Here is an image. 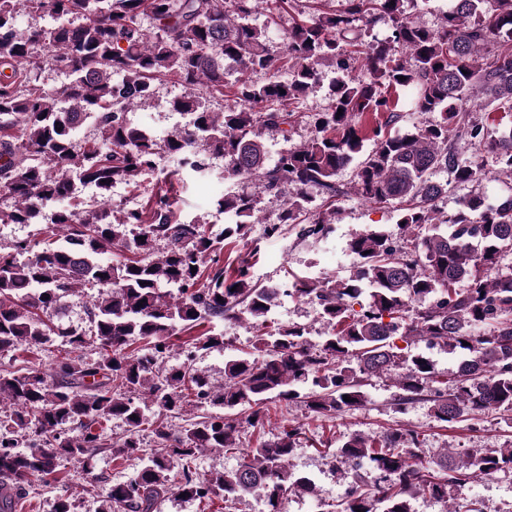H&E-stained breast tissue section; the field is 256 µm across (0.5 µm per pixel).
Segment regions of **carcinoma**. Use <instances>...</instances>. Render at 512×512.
Wrapping results in <instances>:
<instances>
[{
	"mask_svg": "<svg viewBox=\"0 0 512 512\" xmlns=\"http://www.w3.org/2000/svg\"><path fill=\"white\" fill-rule=\"evenodd\" d=\"M405 3L346 0L341 11L295 22L283 55L275 56L252 23L256 0H0V189L14 200L0 209V224L42 223L46 205L69 198L76 180L96 192L89 207L51 216L63 243L21 239L0 252V353L57 341L71 351L93 344L101 350L90 362L63 357L50 375L0 370V402L13 406L0 417V512H23L9 487L44 480L103 447L94 430L114 418L127 433L112 442V456L134 457L140 466L112 484L100 512H157L173 491L226 502L244 492L256 496L261 512H284L289 493L314 491L311 479L288 466L296 429H283L207 479L195 467L208 448L237 447L242 423L264 428L268 399H300L322 414L355 410L365 404L368 380L389 375L397 413L425 401L437 420L453 424L512 411V266L503 264L512 256V195L494 202L471 195L451 218L439 207L449 189L482 176L461 157L460 144L492 155L498 174L512 180V130L491 129L461 107L473 95L512 112V0H452L437 29L410 19ZM20 5L55 25L17 31ZM144 16L150 31L141 26ZM380 16L391 21V35L365 41ZM355 53L370 79L350 76ZM226 60L239 65L243 105L211 112L201 99L224 95ZM324 66L342 77L330 88V107L313 117L317 135L266 164L257 129L289 141L295 115L288 107ZM42 67L69 82L57 91L41 88L31 70ZM284 68L286 81L277 78ZM168 75L188 89L172 107L190 121L160 144L126 114ZM384 87L411 92L428 119L403 132L392 128L401 118L398 99ZM365 112L388 118L371 129L374 147L355 166L352 189L370 202L399 204L400 240L376 230L359 234L349 243L354 273L284 289L318 304L332 326L320 345H310L300 326L267 329V286L252 280L244 261L229 279L215 257L218 243L244 239L260 223L255 194L219 197L217 206L235 221L217 233L199 219L177 218L167 190L154 194L148 212L112 210V187L139 185L155 171L160 151L177 158L181 178L204 175L201 155L208 153L223 158L230 175L283 201L267 235L308 216L307 233L324 236L332 215L314 205L313 193L326 200L348 193L337 176L362 152L367 134L355 118ZM80 116L97 129L91 142L74 135ZM438 172L450 179L435 180ZM160 242L165 248L156 257ZM86 288L96 292L87 329L79 331L63 324V311ZM244 316L260 332L264 355L227 359L222 387H211L192 366L224 346L222 332L192 337L185 363L163 365L177 330ZM431 349L458 357L445 382ZM190 403L210 413L172 429L168 416ZM147 429L161 452L145 457L140 433ZM335 458L346 465L347 488L326 512H413L419 497L446 503L482 475L511 474L512 441L430 464L418 433L395 428L380 439L351 433Z\"/></svg>",
	"mask_w": 512,
	"mask_h": 512,
	"instance_id": "cac0c4a2",
	"label": "carcinoma"
}]
</instances>
